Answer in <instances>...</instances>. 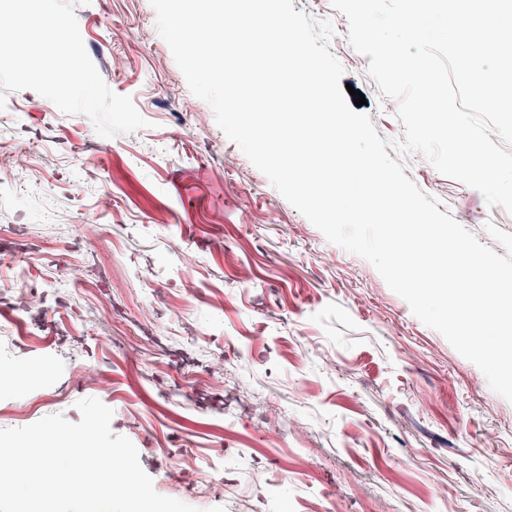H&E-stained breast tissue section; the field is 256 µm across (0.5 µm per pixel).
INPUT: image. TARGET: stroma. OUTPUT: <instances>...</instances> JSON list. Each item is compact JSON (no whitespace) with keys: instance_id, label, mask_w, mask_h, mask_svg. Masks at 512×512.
I'll return each instance as SVG.
<instances>
[{"instance_id":"1","label":"stroma","mask_w":512,"mask_h":512,"mask_svg":"<svg viewBox=\"0 0 512 512\" xmlns=\"http://www.w3.org/2000/svg\"><path fill=\"white\" fill-rule=\"evenodd\" d=\"M342 83L379 136L404 127L331 0ZM108 87L147 120L103 138L31 90L0 89V410L24 427L79 400L113 411L157 493L199 512H512V402L330 243L194 96L149 0L75 10ZM405 174L494 246L512 214L418 154ZM42 291L15 300L26 270Z\"/></svg>"}]
</instances>
